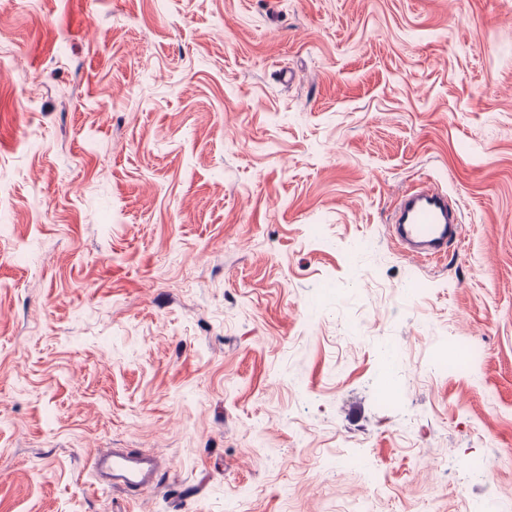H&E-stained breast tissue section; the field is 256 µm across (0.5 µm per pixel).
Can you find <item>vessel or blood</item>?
<instances>
[{"label": "vessel or blood", "mask_w": 512, "mask_h": 512, "mask_svg": "<svg viewBox=\"0 0 512 512\" xmlns=\"http://www.w3.org/2000/svg\"><path fill=\"white\" fill-rule=\"evenodd\" d=\"M388 231L399 248L414 258H448L462 241L457 211L444 191L425 185L404 193L390 219ZM91 469L107 476L111 488L137 489L149 484L155 474L152 457L121 448L96 456Z\"/></svg>", "instance_id": "vessel-or-blood-1"}]
</instances>
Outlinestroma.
I'll return each instance as SVG.
<instances>
[{
    "label": "stroma",
    "mask_w": 512,
    "mask_h": 512,
    "mask_svg": "<svg viewBox=\"0 0 512 512\" xmlns=\"http://www.w3.org/2000/svg\"><path fill=\"white\" fill-rule=\"evenodd\" d=\"M507 503L512 0H0V512ZM389 223L390 237L414 258L447 259L462 241L461 224L448 194L431 185L404 193ZM96 475L109 476L106 486L109 488L137 489L149 484L155 474L156 462L152 457L133 454L122 448L96 456L91 464Z\"/></svg>",
    "instance_id": "1"
}]
</instances>
